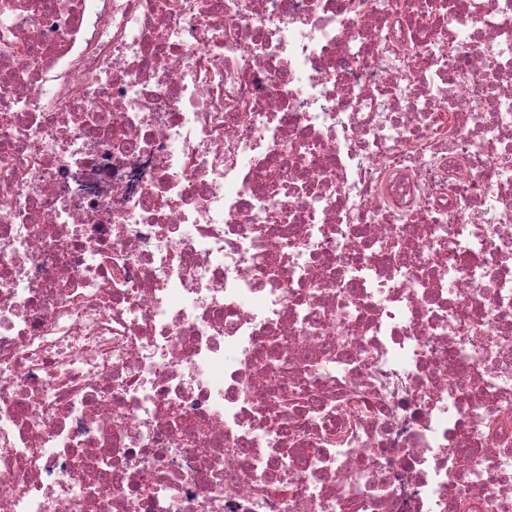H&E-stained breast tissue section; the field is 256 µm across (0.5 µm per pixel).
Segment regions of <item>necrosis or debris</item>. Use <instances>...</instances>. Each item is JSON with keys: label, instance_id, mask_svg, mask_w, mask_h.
<instances>
[{"label": "necrosis or debris", "instance_id": "1", "mask_svg": "<svg viewBox=\"0 0 512 512\" xmlns=\"http://www.w3.org/2000/svg\"><path fill=\"white\" fill-rule=\"evenodd\" d=\"M21 2L0 512H512V0Z\"/></svg>", "mask_w": 512, "mask_h": 512}]
</instances>
